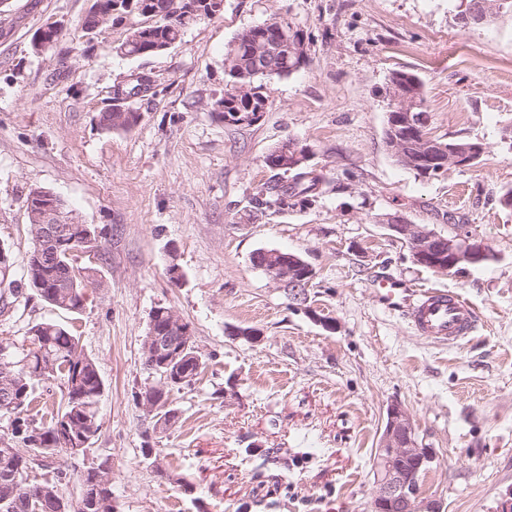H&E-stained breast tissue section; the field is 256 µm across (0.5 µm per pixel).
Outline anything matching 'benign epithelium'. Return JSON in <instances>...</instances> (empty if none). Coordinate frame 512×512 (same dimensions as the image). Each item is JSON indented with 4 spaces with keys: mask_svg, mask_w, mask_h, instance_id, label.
I'll use <instances>...</instances> for the list:
<instances>
[{
    "mask_svg": "<svg viewBox=\"0 0 512 512\" xmlns=\"http://www.w3.org/2000/svg\"><path fill=\"white\" fill-rule=\"evenodd\" d=\"M139 86L121 92L131 101L140 98L151 80L135 75L124 81ZM390 106L385 131L387 151L396 164L404 168L422 165L440 174L456 167L473 165L483 154L479 143H460L445 146L425 136H417L411 121L410 108L414 103V91L401 79L390 83ZM283 168L294 170L311 159L308 148L285 141L276 149ZM66 226L46 224L41 231L43 238L66 241V254L90 246L94 234L75 219L65 220ZM379 223L386 225L392 236L408 247L414 264L437 273L446 274L461 265L475 266L487 261L492 255L488 242L467 226H458L448 236H441L420 224H411L399 214H385ZM262 270L288 295L291 304L313 313L309 305L308 288L315 273L311 265L296 254L281 258ZM179 340L174 336H160L155 325H150L144 349L143 362L154 367L165 355H172ZM434 461L431 449L419 443L410 413L396 403L387 409V421L383 430L375 463L377 491L371 503V512H441V505L433 499L422 497L420 474L428 470Z\"/></svg>",
    "mask_w": 512,
    "mask_h": 512,
    "instance_id": "1",
    "label": "benign epithelium"
}]
</instances>
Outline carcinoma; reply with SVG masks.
<instances>
[{
  "instance_id": "cac0c4a2",
  "label": "carcinoma",
  "mask_w": 512,
  "mask_h": 512,
  "mask_svg": "<svg viewBox=\"0 0 512 512\" xmlns=\"http://www.w3.org/2000/svg\"><path fill=\"white\" fill-rule=\"evenodd\" d=\"M174 0H135L143 9L154 10L152 26L139 27L132 23L126 29L124 40L116 47L117 52L128 57H142L161 53L177 43L189 26L200 18L189 17L172 22L169 7ZM304 34L294 21L276 14L264 22L249 27L237 34L233 48L225 64L224 94L212 103V112L224 123L236 126L235 115L239 112H254L267 109L269 99L268 81L274 77L284 78L299 71L308 62V51L298 49L296 41ZM266 43L269 50L255 54V43ZM261 91V97H249L248 92ZM112 108L103 112L100 122L107 130H129L131 122L140 118L136 102H119V91L113 92ZM265 165L274 172L273 179L253 196L251 203L255 210L275 209L277 212L306 208L316 201L318 186L325 182V176L315 174L307 166L292 171L293 184H282L287 170L279 168V157L270 151ZM42 226L30 224L33 251L27 265V283L37 290L38 295L48 304L63 310L75 311L83 306L85 284L78 279L68 282L64 257L58 263H45L38 259V252H47L52 247L40 240ZM10 264L6 250L0 246V308H8V297L22 294L17 281L9 278ZM33 348L22 356L26 364L12 361L8 365L0 361V416L12 417V440H0V512H56L55 499L58 487L70 478L67 471H57L54 480L42 482V489H33L27 483H16L11 476L18 469H27L28 460L16 454V441L39 454L62 452L73 454L65 431L80 432L88 444L99 430L97 410L103 395L104 384L96 362L85 353L80 341L61 325L44 321L30 329ZM201 355L190 340L171 366H159L158 376L163 385L150 386L143 390L155 400L167 404L168 387L180 385L179 378L186 372H195L200 365ZM55 382L63 387L62 405L51 416L46 425L37 424L29 418V407L34 401V384ZM105 470H112L109 461H101L79 476L83 486L96 490L89 500L88 512H115L112 504V487H102L98 476Z\"/></svg>"
}]
</instances>
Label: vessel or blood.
<instances>
[{
    "label": "vessel or blood",
    "instance_id": "obj_1",
    "mask_svg": "<svg viewBox=\"0 0 512 512\" xmlns=\"http://www.w3.org/2000/svg\"><path fill=\"white\" fill-rule=\"evenodd\" d=\"M381 304L402 313L410 327L430 339L457 343L476 330L480 315L460 293L441 288H419L404 278L379 281Z\"/></svg>",
    "mask_w": 512,
    "mask_h": 512
}]
</instances>
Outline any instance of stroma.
Listing matches in <instances>:
<instances>
[{"label": "stroma", "instance_id": "obj_1", "mask_svg": "<svg viewBox=\"0 0 512 512\" xmlns=\"http://www.w3.org/2000/svg\"><path fill=\"white\" fill-rule=\"evenodd\" d=\"M92 4L9 0L0 14V246L13 279L32 250L30 188L97 231L93 252L72 258L87 278L81 310L27 287L0 314V344L21 351L32 326L56 322L105 384L87 454L33 466L30 481L65 469L72 498L78 473L108 458L116 512H370L397 402L435 456L424 494L442 512H498L512 496V208L499 202L512 188V13L464 28L463 0H224L220 17L134 58L115 51L124 28L79 38ZM275 13L307 32L310 61L271 80L259 123L225 125L211 112L225 55ZM48 22L59 40L34 54L31 38ZM401 68L424 82L431 135L480 142L478 164L422 179L394 162L386 86ZM139 72L157 82L140 122L105 130L113 84ZM286 140L311 149L325 177L317 202L244 220L271 176L265 156ZM394 212L443 236L462 220L493 258L453 275L417 266L378 222ZM260 248L312 266V313L253 266ZM387 274L460 292L481 314L476 332L458 346L418 336L379 304ZM159 306L189 323L203 361L194 382L169 392L177 417L164 430L136 399L158 382L142 342ZM234 327L257 330L259 342L231 337ZM146 443L157 450L148 460Z\"/></svg>", "mask_w": 512, "mask_h": 512}]
</instances>
